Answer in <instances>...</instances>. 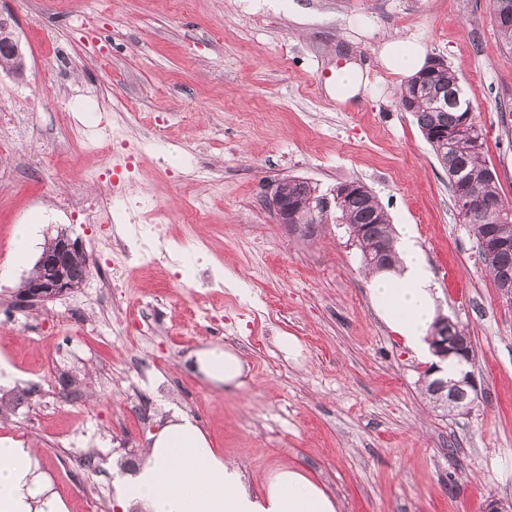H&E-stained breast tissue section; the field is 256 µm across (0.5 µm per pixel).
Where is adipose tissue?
Segmentation results:
<instances>
[{
  "instance_id": "1",
  "label": "adipose tissue",
  "mask_w": 512,
  "mask_h": 512,
  "mask_svg": "<svg viewBox=\"0 0 512 512\" xmlns=\"http://www.w3.org/2000/svg\"><path fill=\"white\" fill-rule=\"evenodd\" d=\"M384 65L407 76L425 64L421 44L386 43ZM368 70L349 63L337 70L326 91L340 104L360 102ZM397 250L399 274H374L368 292L377 311L418 353L428 350L436 315L432 276L410 232ZM197 370L209 382L233 384L245 367L234 352L213 345L195 354ZM119 512H338L335 498L301 469L283 466L252 489L243 470L225 461L195 418L176 410L152 435L137 468L114 481ZM0 512H69L68 503L51 491L33 449L0 438Z\"/></svg>"
}]
</instances>
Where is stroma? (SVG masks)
<instances>
[{"instance_id":"35a3bbf8","label":"stroma","mask_w":512,"mask_h":512,"mask_svg":"<svg viewBox=\"0 0 512 512\" xmlns=\"http://www.w3.org/2000/svg\"><path fill=\"white\" fill-rule=\"evenodd\" d=\"M26 51L22 75L0 71V113L28 117L0 162V437L37 451L70 512H118L116 466L133 471L173 409L252 485L288 465L316 478L339 512H485L512 501V305L499 296L459 220L448 173L399 104L406 76L380 60L391 40L443 57L487 140V165L512 198V51L490 0H0ZM353 56L364 98L326 91ZM105 115L124 143H85L84 115ZM165 129L151 139L155 121ZM54 158L50 169L37 156ZM131 171L138 223L162 202L170 243L193 242L201 267L132 269L120 300L100 294L111 257L63 198L106 193L90 171ZM304 178L329 191L366 184L395 228H409L431 271L440 315L470 336L471 410L440 416L418 358L378 315L343 227L310 238L276 224L269 185ZM34 225L26 258L17 225ZM66 232L94 269L82 287L26 306L17 292L47 237ZM156 295L163 331L111 336L141 296ZM223 309L221 324L199 320ZM262 344H255V337ZM294 337L297 354L278 340ZM217 343L245 363L217 387L192 355ZM94 468H87L86 459Z\"/></svg>"}]
</instances>
